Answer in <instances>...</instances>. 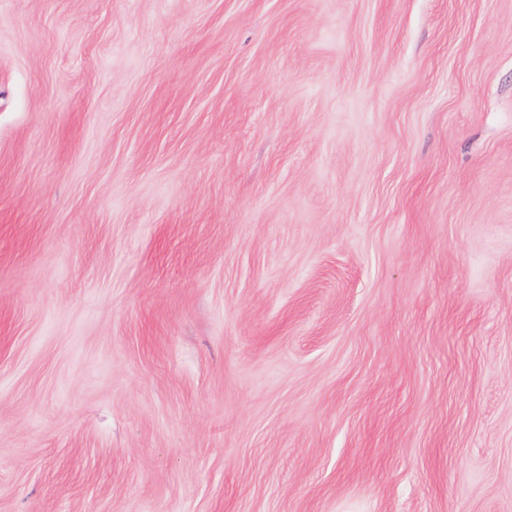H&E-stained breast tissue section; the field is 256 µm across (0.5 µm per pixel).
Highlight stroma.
<instances>
[{
    "instance_id": "stroma-1",
    "label": "stroma",
    "mask_w": 512,
    "mask_h": 512,
    "mask_svg": "<svg viewBox=\"0 0 512 512\" xmlns=\"http://www.w3.org/2000/svg\"><path fill=\"white\" fill-rule=\"evenodd\" d=\"M0 512H512V0H0Z\"/></svg>"
}]
</instances>
